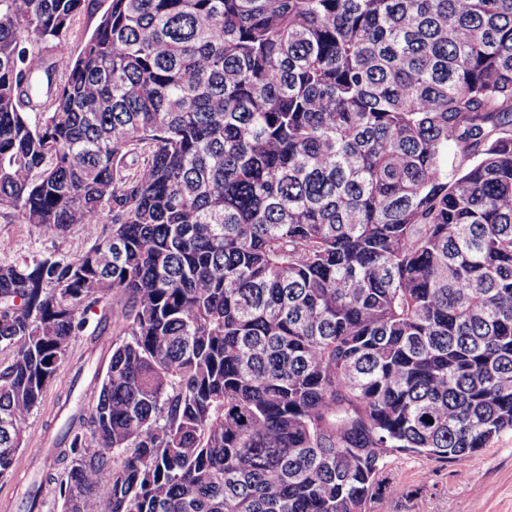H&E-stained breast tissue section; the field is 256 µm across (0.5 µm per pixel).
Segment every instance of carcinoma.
I'll list each match as a JSON object with an SVG mask.
<instances>
[{"mask_svg":"<svg viewBox=\"0 0 512 512\" xmlns=\"http://www.w3.org/2000/svg\"><path fill=\"white\" fill-rule=\"evenodd\" d=\"M106 2L0 0V211L93 240L0 263V476L115 335L25 512H365L512 430V0ZM101 12H84L77 20L73 34L69 40V49L72 53L78 54L82 49L84 39L94 30Z\"/></svg>","mask_w":512,"mask_h":512,"instance_id":"carcinoma-1","label":"carcinoma"}]
</instances>
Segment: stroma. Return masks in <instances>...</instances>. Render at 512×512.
<instances>
[{
	"mask_svg": "<svg viewBox=\"0 0 512 512\" xmlns=\"http://www.w3.org/2000/svg\"><path fill=\"white\" fill-rule=\"evenodd\" d=\"M89 246L77 231L57 237L0 216V262L32 260L51 254L75 253ZM99 312H90L78 336L72 337L68 358L48 384L41 405L29 420L24 444L13 469L0 477V512H22L21 499L40 480L47 456L65 419L58 407L73 376L89 383L96 368L107 365L111 336L92 343ZM387 493L372 500L366 512H512V432H506L476 453L467 466L435 461L413 453L391 457L383 471Z\"/></svg>",
	"mask_w": 512,
	"mask_h": 512,
	"instance_id": "1",
	"label": "stroma"
}]
</instances>
